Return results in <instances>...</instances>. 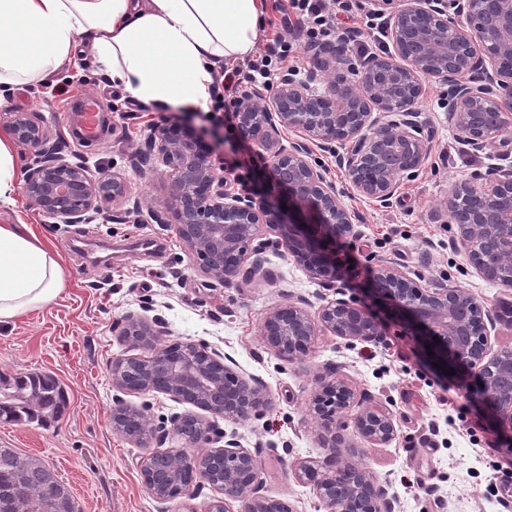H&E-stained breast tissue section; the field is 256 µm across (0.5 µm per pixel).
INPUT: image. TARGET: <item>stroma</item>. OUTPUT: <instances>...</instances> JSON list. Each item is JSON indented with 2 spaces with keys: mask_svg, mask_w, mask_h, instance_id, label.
I'll return each instance as SVG.
<instances>
[{
  "mask_svg": "<svg viewBox=\"0 0 512 512\" xmlns=\"http://www.w3.org/2000/svg\"><path fill=\"white\" fill-rule=\"evenodd\" d=\"M420 121L431 156L416 175L403 178L390 204L353 192L333 157L316 152L328 169L342 202L356 215L354 237L337 245L351 259L343 272L349 293L361 294L366 273L379 259L393 262L423 284L446 282L469 290L490 309L512 304V294L481 279L457 244V226L441 206L456 183L477 181L503 164L500 152H475L457 141L448 124L447 87L426 80ZM97 101L110 127L93 139L74 138L73 98ZM128 93L93 72L88 56L76 53L53 77L20 83L0 100V115L35 112L46 120L53 138L65 145L67 158L87 161L92 171L125 176L142 213L113 205L106 223L53 227L32 207L24 192L14 206L0 209L1 224L27 225L51 241L62 258L65 285L56 299L0 324V372H49L62 383L67 404L59 416L38 423H0V447L39 459L62 480L81 512H187L202 507L213 491L200 487L194 498L156 502L140 479L150 451L112 431L115 399L145 410L154 423L184 412L167 397L116 394L113 359L131 350L113 326L129 313L162 316L170 341L208 342L230 356L244 376L266 386L270 408L253 421L226 424L245 448L259 452L265 466V495L283 499L297 512H324L311 487L290 474L293 462L329 464L314 424L305 419V403L331 372L348 377L363 399L389 405L398 436L382 448H365L364 462L387 481L397 497L395 512H512V484L501 471L512 465V437L494 433L483 410L454 381L434 370L386 327L382 344L320 337L306 361L288 362L267 349L258 336L263 314L303 297L317 302L332 295L330 284L311 279L280 252L264 254L263 279L241 280L230 288L209 287L190 266L186 246L173 231L148 223L147 211L163 207L167 190L152 162L132 166L148 124L162 112L133 111Z\"/></svg>",
  "mask_w": 512,
  "mask_h": 512,
  "instance_id": "35a3bbf8",
  "label": "stroma"
}]
</instances>
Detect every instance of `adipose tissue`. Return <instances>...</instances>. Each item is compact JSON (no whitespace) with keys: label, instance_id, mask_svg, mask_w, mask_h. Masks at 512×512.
<instances>
[{"label":"adipose tissue","instance_id":"1","mask_svg":"<svg viewBox=\"0 0 512 512\" xmlns=\"http://www.w3.org/2000/svg\"><path fill=\"white\" fill-rule=\"evenodd\" d=\"M264 0H0V87L40 82L88 48L98 72L145 105L207 108L220 65L250 54ZM58 253L0 225V323L62 291Z\"/></svg>","mask_w":512,"mask_h":512}]
</instances>
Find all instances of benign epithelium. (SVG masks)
Instances as JSON below:
<instances>
[{"label":"benign epithelium","instance_id":"7a95c632","mask_svg":"<svg viewBox=\"0 0 512 512\" xmlns=\"http://www.w3.org/2000/svg\"><path fill=\"white\" fill-rule=\"evenodd\" d=\"M398 2L388 14L392 50L353 64L343 43L311 46L315 69L305 81L284 71L270 96L255 85L242 87L233 122L239 138L270 153L271 184L244 195L218 172L212 143L187 122H157L147 128L144 151L167 182L168 206L150 219L188 248L192 264L221 286L239 277H264L263 254L270 245L292 258L313 279L335 282L341 275L336 244L356 234L353 212L341 201L336 183L315 160L314 150L333 154L351 189L388 204L429 160L430 145L418 120L425 80L448 85V123L458 139L476 151L512 145V0H369L374 9ZM7 130L13 141L34 149L24 174V193L48 224H89L121 201L141 212L139 198L119 175L93 174L85 161L71 162L51 141L34 112H12ZM294 137L288 144L281 132ZM446 208L458 242L479 275L512 288V164L491 170L479 182L448 190ZM275 239L264 238L265 229ZM412 336L424 359L455 369L465 391L477 387L490 408L491 423L512 430V345L492 346L498 315L468 290L425 286L385 259L358 301L320 298L315 312L305 298L264 314L262 343L281 358L302 361L315 352L317 337L347 344L380 343L386 336L370 306ZM122 341L141 354L112 362V387L119 392L162 394L193 409L171 417L161 430L138 410L141 427L129 430L130 409H112V431L138 445L170 439L171 467L160 473L146 459L143 485L166 504L189 497L200 485L215 492L203 512H296L262 493L260 458L244 448L236 433L218 430L213 419L242 423L270 407L264 385L235 369L231 357L203 341L170 342L157 318L130 313L113 326ZM439 340H434V337ZM434 355H428V351ZM315 424L333 458L329 469L309 461L292 467L293 478L313 486L325 512H394L389 495L366 465L342 457L343 431L353 427L374 448L397 436L393 411L358 398L348 379L323 383L308 401Z\"/></svg>","mask_w":512,"mask_h":512}]
</instances>
